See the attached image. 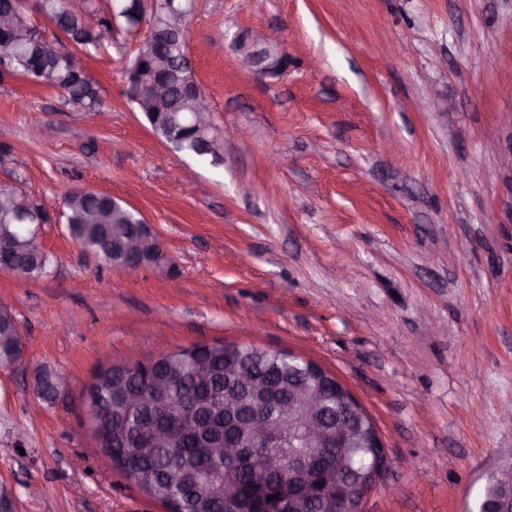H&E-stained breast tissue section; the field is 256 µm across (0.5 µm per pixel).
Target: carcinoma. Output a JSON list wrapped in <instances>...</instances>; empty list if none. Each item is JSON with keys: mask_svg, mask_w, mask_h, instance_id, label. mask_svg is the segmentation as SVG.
I'll list each match as a JSON object with an SVG mask.
<instances>
[{"mask_svg": "<svg viewBox=\"0 0 512 512\" xmlns=\"http://www.w3.org/2000/svg\"><path fill=\"white\" fill-rule=\"evenodd\" d=\"M91 12V8H70L67 0H42L41 14L71 43V48L59 56L55 44L45 37L24 10V0H0V15L9 14L16 19L15 28L0 29V54L12 60L16 72L31 77L38 84L65 91V104L76 100L83 112L99 110L100 87L86 72H73L71 59L78 53L87 56L100 54L105 34L119 22L123 23L129 35L135 34L134 26L141 21L156 30L166 29L169 0H152L149 5L138 3V16L134 21L128 20L129 5L118 0L109 4V14L97 17L95 26L86 22V14ZM181 42L180 36L174 33L172 38L159 42L157 52H142L132 64L136 68L132 77L139 83V90L132 100L145 114L152 130L161 136L165 135L168 124L179 113L193 112L200 105L198 101L186 99L181 90L185 74ZM161 60L167 69L169 95L167 104L159 106L148 94L147 86ZM175 151L217 164L212 155L198 152L194 139L190 137L175 146ZM20 203L48 219V212L42 204L22 197L19 190L11 185H0V238L24 244L26 269L23 275L37 280L50 274V263L48 259L40 258L37 235L15 218ZM65 208L69 235L84 251L108 264L112 263V254L97 251L99 238L112 233L127 238L137 232L139 216L132 209L112 202V196L108 194L71 191L66 195ZM18 339L15 323L0 321V365L12 360L13 347ZM230 362L258 375L281 398L298 389L320 390L324 396L321 419L331 427L336 425L339 413L336 380L327 373L309 376L302 361L280 356L254 343H221L209 349L193 345L148 359L146 366L133 374L117 365L96 376L97 394L112 410V426L125 433V437L113 439L112 464L117 469L128 465L140 472L142 491L160 501L176 502L180 512H206V505L211 501L215 502L213 512H232L237 508L236 502L224 500V492L229 487L260 512L265 509L288 512L283 498L270 501L268 497L277 494L281 483L288 481L289 456H320L324 462L322 478L331 482L336 474V448L319 447L309 440L303 433L298 414L286 421L277 446H251L248 455L235 460L213 459L208 449L196 447L194 431L183 428L182 421L192 417L196 426L202 427L211 416L224 415L226 398L231 397L241 404L248 401V393L225 377L224 368ZM153 382L157 383L167 415L175 425L172 443L155 448L149 456L129 464L124 453L141 437L149 411L126 406L123 399L151 394L146 386ZM35 389L42 400L53 401L57 393L55 372L41 371ZM503 491L499 480L485 481L469 507L470 512H477L484 503Z\"/></svg>", "mask_w": 512, "mask_h": 512, "instance_id": "carcinoma-1", "label": "carcinoma"}]
</instances>
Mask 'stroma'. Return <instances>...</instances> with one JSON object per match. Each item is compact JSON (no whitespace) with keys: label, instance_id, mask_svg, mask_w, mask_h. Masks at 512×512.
<instances>
[{"label":"stroma","instance_id":"1","mask_svg":"<svg viewBox=\"0 0 512 512\" xmlns=\"http://www.w3.org/2000/svg\"><path fill=\"white\" fill-rule=\"evenodd\" d=\"M288 67L233 51L256 25ZM82 63L103 109L0 73V182L53 218L54 262L0 271L25 345L0 366V498L11 512H165L115 468L82 391L102 366L255 342L336 374L384 436L363 512H464L512 455V0H196L186 49L224 143L171 152L126 96L138 44ZM27 165L17 168L15 154ZM124 198L167 262L129 279L59 220L67 193ZM69 375L38 401V370Z\"/></svg>","mask_w":512,"mask_h":512}]
</instances>
